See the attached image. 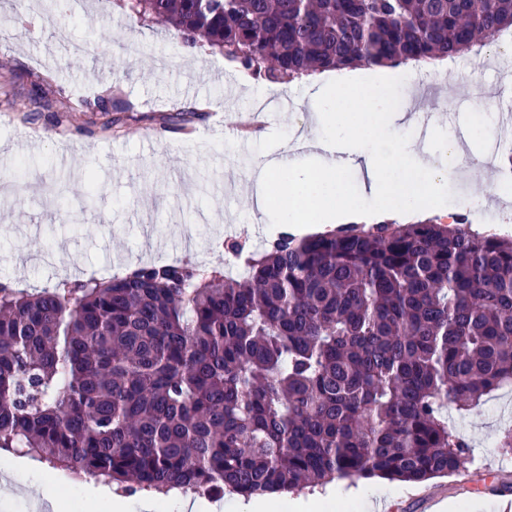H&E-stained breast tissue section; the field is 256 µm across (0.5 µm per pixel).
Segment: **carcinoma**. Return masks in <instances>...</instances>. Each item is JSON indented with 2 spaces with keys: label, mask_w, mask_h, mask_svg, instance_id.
<instances>
[{
  "label": "carcinoma",
  "mask_w": 512,
  "mask_h": 512,
  "mask_svg": "<svg viewBox=\"0 0 512 512\" xmlns=\"http://www.w3.org/2000/svg\"><path fill=\"white\" fill-rule=\"evenodd\" d=\"M129 8L270 83L455 59L512 28V0ZM245 265L35 293L1 279L0 450L139 491L243 496L467 468L444 412L512 386L511 237L462 219L344 224L285 231Z\"/></svg>",
  "instance_id": "cac0c4a2"
}]
</instances>
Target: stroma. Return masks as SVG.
I'll return each mask as SVG.
<instances>
[{"label": "stroma", "mask_w": 512, "mask_h": 512, "mask_svg": "<svg viewBox=\"0 0 512 512\" xmlns=\"http://www.w3.org/2000/svg\"><path fill=\"white\" fill-rule=\"evenodd\" d=\"M43 0H0V278L19 287L48 288L84 280L92 270L125 274L145 264L205 261L224 265V243L259 246L268 235L255 221L240 183L256 161L309 137L313 109L306 82L273 84L250 76L208 47H183L162 25L140 23L124 0H87L82 18L69 10L32 30L21 13L42 14ZM136 39L139 55L118 56L117 43ZM456 91L442 100L432 76L423 97L395 88L398 111L423 106L464 132L477 111L475 83L489 87L494 113L506 111L504 81L487 59L460 57ZM82 100L86 111L62 121V109ZM39 111L24 120L20 104ZM206 104L192 123L173 109ZM95 195H88V184ZM512 424V390L483 397L467 411L449 409V427L466 437V471L421 483L341 481L342 490L383 505V512H512V453L498 447ZM0 473V512H51L49 498L68 495L82 512L84 480L18 456Z\"/></svg>", "instance_id": "35a3bbf8"}]
</instances>
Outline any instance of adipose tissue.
<instances>
[{
  "instance_id": "1",
  "label": "adipose tissue",
  "mask_w": 512,
  "mask_h": 512,
  "mask_svg": "<svg viewBox=\"0 0 512 512\" xmlns=\"http://www.w3.org/2000/svg\"><path fill=\"white\" fill-rule=\"evenodd\" d=\"M317 132L314 151L282 163L272 159L252 167V212L266 224H340L369 218L388 220L429 214L444 207L448 181L481 176V193L469 202L494 219L498 208L512 205V190L494 183L483 166L482 146L491 135L481 120L469 126L465 141L447 137L430 122L428 142L399 135L392 112L393 70L343 69L312 72ZM361 176L358 189L346 178ZM177 503L180 512H365L366 503L334 493L308 498L225 497L203 504L179 490L145 492L139 512H158Z\"/></svg>"
}]
</instances>
